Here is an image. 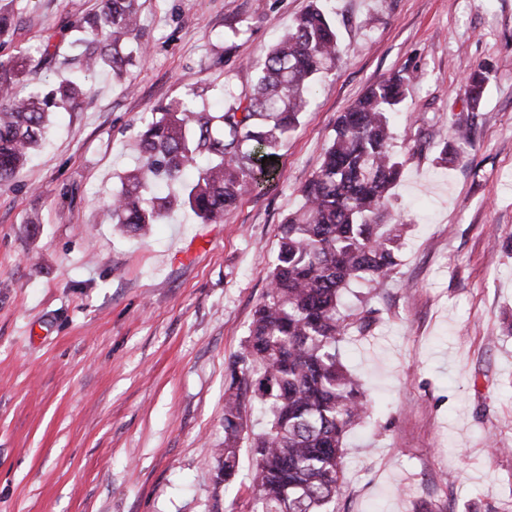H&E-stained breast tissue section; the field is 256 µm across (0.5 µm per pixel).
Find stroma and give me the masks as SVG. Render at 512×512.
I'll list each match as a JSON object with an SVG mask.
<instances>
[{
  "instance_id": "35a3bbf8",
  "label": "stroma",
  "mask_w": 512,
  "mask_h": 512,
  "mask_svg": "<svg viewBox=\"0 0 512 512\" xmlns=\"http://www.w3.org/2000/svg\"><path fill=\"white\" fill-rule=\"evenodd\" d=\"M310 0H140L144 56L100 70L50 140L0 184V512H251L252 467L216 482L228 365L269 285L280 225L336 121L408 67L390 199L400 264L373 335L339 345L371 408L347 435L336 512H512V0H333L345 53L281 149L280 172L215 224H113L118 175L151 112L249 93L254 62ZM102 0H0V61L64 47ZM491 65L470 110L469 68ZM474 139L442 165L450 123ZM508 454H492V446Z\"/></svg>"
}]
</instances>
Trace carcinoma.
Instances as JSON below:
<instances>
[{
    "instance_id": "obj_1",
    "label": "carcinoma",
    "mask_w": 512,
    "mask_h": 512,
    "mask_svg": "<svg viewBox=\"0 0 512 512\" xmlns=\"http://www.w3.org/2000/svg\"><path fill=\"white\" fill-rule=\"evenodd\" d=\"M138 0H104L83 20L72 42L79 73L50 89L13 94L28 59L0 62V183L17 176L45 138L50 115L74 110L89 81L108 66L118 75L138 42ZM343 53L335 21L316 0L254 63L257 78L244 96L230 95L213 111L197 96L156 109L138 140V165L119 176L109 209L112 223L134 233L173 210L213 224L224 210L276 174L288 136L308 111L315 80ZM487 68L466 79L468 106L481 105ZM418 78L403 68L370 86L336 123L335 135L302 203L280 225V248L269 287L256 307L246 343L228 366L224 447L217 479L232 487L242 443L255 461L252 512H336L344 483V439L369 404L360 380L341 363L339 343L371 328L379 311L369 300L343 305L344 291L362 281L379 287L397 266L404 224L389 211L402 161L392 146V116ZM472 128L453 123L442 153L455 157ZM259 408L265 427L248 431Z\"/></svg>"
}]
</instances>
